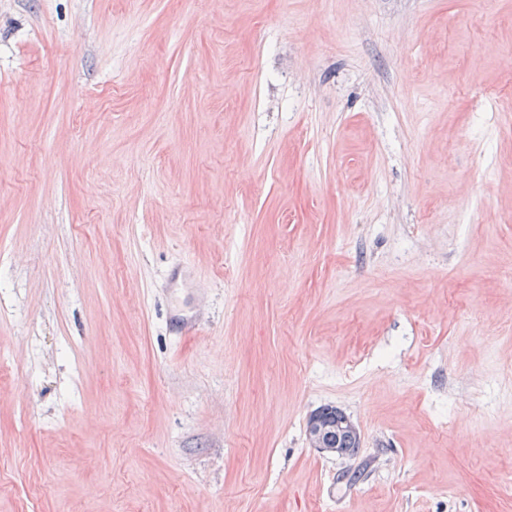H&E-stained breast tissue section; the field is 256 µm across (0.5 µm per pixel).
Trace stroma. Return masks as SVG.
<instances>
[{
    "label": "stroma",
    "mask_w": 512,
    "mask_h": 512,
    "mask_svg": "<svg viewBox=\"0 0 512 512\" xmlns=\"http://www.w3.org/2000/svg\"><path fill=\"white\" fill-rule=\"evenodd\" d=\"M511 472L512 0H0V512H512ZM309 443L321 452L334 454L340 458L349 456L351 448H358V443L343 441L341 435H348L360 441L357 426L350 416L335 407H325L312 413L306 426Z\"/></svg>",
    "instance_id": "obj_1"
}]
</instances>
